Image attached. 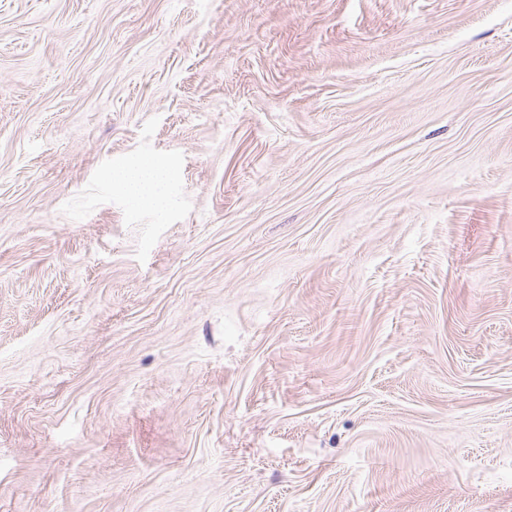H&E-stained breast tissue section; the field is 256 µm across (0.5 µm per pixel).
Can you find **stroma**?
<instances>
[{
    "label": "stroma",
    "instance_id": "stroma-1",
    "mask_svg": "<svg viewBox=\"0 0 512 512\" xmlns=\"http://www.w3.org/2000/svg\"><path fill=\"white\" fill-rule=\"evenodd\" d=\"M0 512H512V0H0ZM170 178L168 169L151 161L112 171V182L135 204L149 207L161 205Z\"/></svg>",
    "mask_w": 512,
    "mask_h": 512
}]
</instances>
